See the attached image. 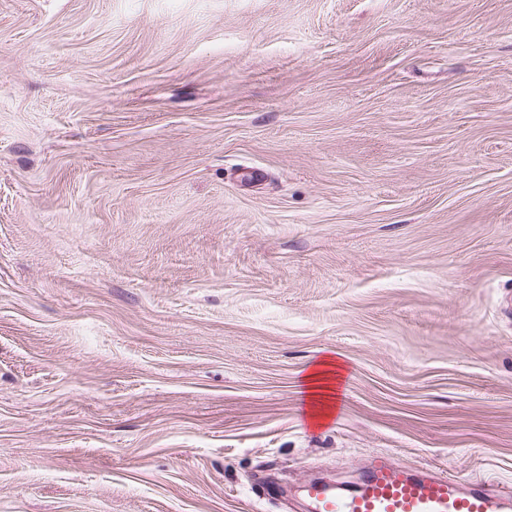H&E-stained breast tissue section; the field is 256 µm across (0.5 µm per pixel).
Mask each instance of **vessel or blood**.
I'll list each match as a JSON object with an SVG mask.
<instances>
[{"mask_svg": "<svg viewBox=\"0 0 512 512\" xmlns=\"http://www.w3.org/2000/svg\"><path fill=\"white\" fill-rule=\"evenodd\" d=\"M310 512H512V491L493 494L479 481L412 470L379 460L360 469L349 492L311 484Z\"/></svg>", "mask_w": 512, "mask_h": 512, "instance_id": "vessel-or-blood-1", "label": "vessel or blood"}]
</instances>
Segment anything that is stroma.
Instances as JSON below:
<instances>
[{
  "mask_svg": "<svg viewBox=\"0 0 512 512\" xmlns=\"http://www.w3.org/2000/svg\"><path fill=\"white\" fill-rule=\"evenodd\" d=\"M384 458L512 488V0H0V512ZM335 368H339L337 363L329 358H323L315 362L303 377L312 407H320L319 411L311 413L315 420L328 416L329 402L336 397V383L339 382L340 373Z\"/></svg>",
  "mask_w": 512,
  "mask_h": 512,
  "instance_id": "obj_1",
  "label": "stroma"
}]
</instances>
